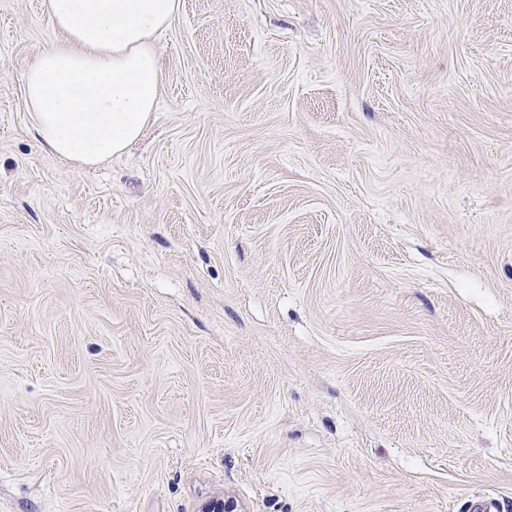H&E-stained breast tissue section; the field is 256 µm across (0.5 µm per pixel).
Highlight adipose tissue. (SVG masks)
<instances>
[{
    "label": "adipose tissue",
    "instance_id": "1",
    "mask_svg": "<svg viewBox=\"0 0 512 512\" xmlns=\"http://www.w3.org/2000/svg\"><path fill=\"white\" fill-rule=\"evenodd\" d=\"M180 0H44L56 35L24 78L41 146L88 170L138 142L162 88L158 39Z\"/></svg>",
    "mask_w": 512,
    "mask_h": 512
}]
</instances>
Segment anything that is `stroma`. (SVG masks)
Instances as JSON below:
<instances>
[{
  "label": "stroma",
  "instance_id": "stroma-1",
  "mask_svg": "<svg viewBox=\"0 0 512 512\" xmlns=\"http://www.w3.org/2000/svg\"><path fill=\"white\" fill-rule=\"evenodd\" d=\"M0 0V512H512V0H182L93 171Z\"/></svg>",
  "mask_w": 512,
  "mask_h": 512
}]
</instances>
